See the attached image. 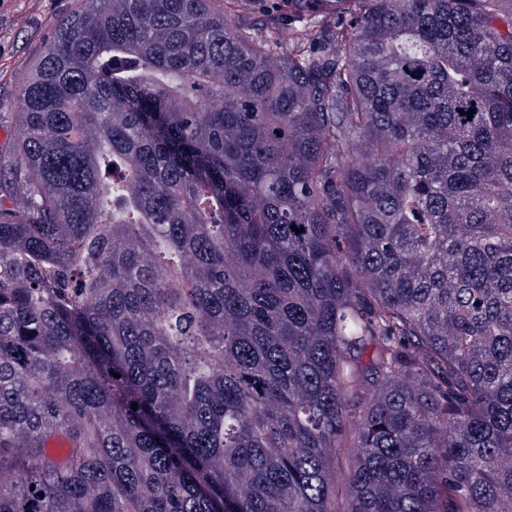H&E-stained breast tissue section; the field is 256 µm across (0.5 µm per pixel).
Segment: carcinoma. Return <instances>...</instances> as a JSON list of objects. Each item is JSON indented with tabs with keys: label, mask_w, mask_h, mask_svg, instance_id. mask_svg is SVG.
Instances as JSON below:
<instances>
[{
	"label": "carcinoma",
	"mask_w": 512,
	"mask_h": 512,
	"mask_svg": "<svg viewBox=\"0 0 512 512\" xmlns=\"http://www.w3.org/2000/svg\"><path fill=\"white\" fill-rule=\"evenodd\" d=\"M255 14L85 0L35 65L0 512H512V0Z\"/></svg>",
	"instance_id": "cac0c4a2"
}]
</instances>
